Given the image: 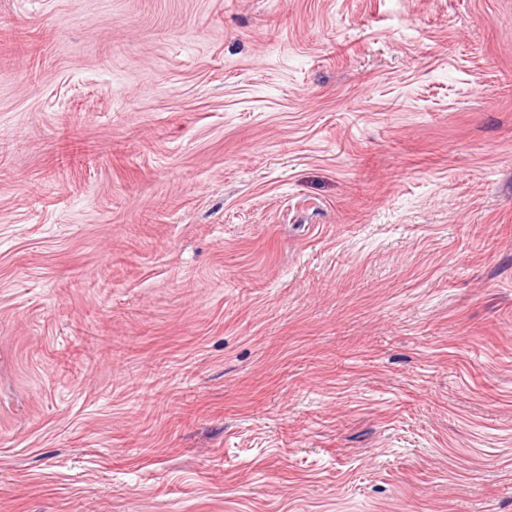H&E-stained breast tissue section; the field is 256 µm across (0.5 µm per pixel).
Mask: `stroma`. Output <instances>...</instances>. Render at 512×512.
<instances>
[{
  "instance_id": "35a3bbf8",
  "label": "stroma",
  "mask_w": 512,
  "mask_h": 512,
  "mask_svg": "<svg viewBox=\"0 0 512 512\" xmlns=\"http://www.w3.org/2000/svg\"><path fill=\"white\" fill-rule=\"evenodd\" d=\"M0 512H512V0H0Z\"/></svg>"
}]
</instances>
